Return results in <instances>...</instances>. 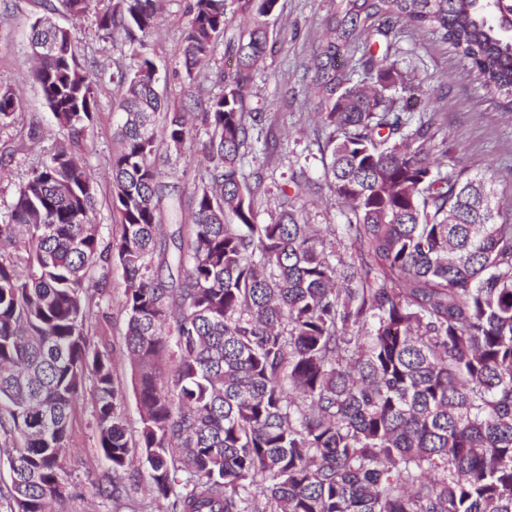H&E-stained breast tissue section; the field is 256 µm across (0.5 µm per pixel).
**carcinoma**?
<instances>
[{"mask_svg":"<svg viewBox=\"0 0 512 512\" xmlns=\"http://www.w3.org/2000/svg\"><path fill=\"white\" fill-rule=\"evenodd\" d=\"M73 17L93 0H57ZM331 0L312 44V91L327 131L324 181L346 224L256 206L262 175L242 162L264 106L251 89L279 0H189L180 47L188 85L216 42L235 65L186 112L158 93L145 38L161 0H113L97 29L132 49L127 71L81 65L49 17L32 40L53 51L37 84L64 142L0 212V448H11L13 512H51L75 406L88 395L98 448L128 491L146 470L166 512H512V224L491 181L431 160L433 118L400 106L411 88L390 62L411 27L467 59L497 112H512V0ZM57 6V7H59ZM57 7L50 8L54 12ZM250 22L234 25L235 13ZM363 48L364 79L337 65ZM117 88L112 210L94 224L98 185L81 150ZM18 106L0 82V125ZM203 130L205 174L185 224L183 191L160 148ZM125 281L124 358L141 426L128 433L112 350L87 329L112 267Z\"/></svg>","mask_w":512,"mask_h":512,"instance_id":"cac0c4a2","label":"carcinoma"}]
</instances>
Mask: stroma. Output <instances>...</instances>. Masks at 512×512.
<instances>
[{
  "label": "stroma",
  "mask_w": 512,
  "mask_h": 512,
  "mask_svg": "<svg viewBox=\"0 0 512 512\" xmlns=\"http://www.w3.org/2000/svg\"><path fill=\"white\" fill-rule=\"evenodd\" d=\"M188 0H165L161 24L148 39L147 51L154 61L158 88L169 102L185 99V84L178 63L183 31L188 21ZM48 0H0V79L13 83L19 107L14 120L0 125V211L7 208L14 193L29 176L32 167L46 158L61 141L51 112L39 89L25 75L33 64L29 53L30 24L47 12ZM281 16L274 25V47L269 52L252 92L265 105L264 128L279 143L277 159L264 161L262 143H255L244 162L245 174L262 169L263 210L279 204L277 186L284 176L301 169L315 181L323 179L321 146L325 133L316 119V101L310 92L312 43L321 33V21L330 0H280ZM77 37V52L85 69L94 62L119 58L111 38L98 31L93 14L76 19L58 15ZM395 58L413 78V96L407 105L419 112L425 94L439 95L437 125L446 139L447 164H459L470 173L492 180L502 209L512 217V114L494 111L472 76L468 65L451 45L432 36L404 29L396 40ZM115 87L101 84L99 109L86 142L84 157L98 183L95 222L103 236L119 231V217L111 205L108 178L112 153V130L116 120L113 105ZM289 204L306 206L311 223L344 224L348 221L344 204L329 191L289 197ZM125 289L121 269H113L105 284L107 322L90 328L94 341L107 344L116 358V376L130 382L131 371L122 356L126 332L121 301ZM90 398L81 399L74 413L73 437L64 459L70 475L72 496L67 512H158L160 504L148 490L146 472L136 475L138 489L115 501L98 493L108 482L110 470L97 446Z\"/></svg>",
  "instance_id": "stroma-1"
}]
</instances>
